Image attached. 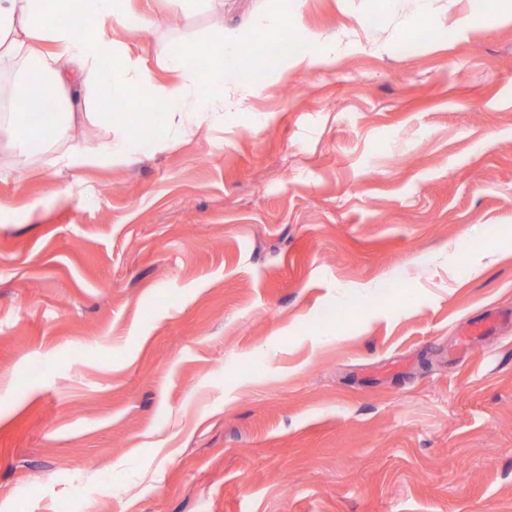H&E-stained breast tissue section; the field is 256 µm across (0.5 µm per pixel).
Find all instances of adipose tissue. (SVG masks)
<instances>
[{
    "instance_id": "obj_1",
    "label": "adipose tissue",
    "mask_w": 512,
    "mask_h": 512,
    "mask_svg": "<svg viewBox=\"0 0 512 512\" xmlns=\"http://www.w3.org/2000/svg\"><path fill=\"white\" fill-rule=\"evenodd\" d=\"M81 21L62 22L69 0H0V147L8 149L16 167L38 156L52 157L71 170L119 161L145 144L165 149L170 135L165 126L153 133L139 131L142 113L109 110V102L132 96L159 100L166 115L179 118L181 135H191L200 123L219 119L224 89L245 85L247 54L239 40L219 33L208 44L204 68L187 71L189 46L169 51L163 66L176 80L157 82L140 59L124 56L119 70L110 64L119 49L112 30L126 26L136 10L132 0H84ZM300 17L273 21L261 45L272 61L293 59L303 64L320 54V37L302 32ZM53 92L48 123L34 128L23 121L21 109L31 79ZM79 123L104 124L111 135L96 144L76 142L71 129Z\"/></svg>"
}]
</instances>
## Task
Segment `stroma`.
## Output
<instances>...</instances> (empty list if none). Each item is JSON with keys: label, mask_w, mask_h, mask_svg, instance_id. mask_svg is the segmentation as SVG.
Returning <instances> with one entry per match:
<instances>
[{"label": "stroma", "mask_w": 512, "mask_h": 512, "mask_svg": "<svg viewBox=\"0 0 512 512\" xmlns=\"http://www.w3.org/2000/svg\"><path fill=\"white\" fill-rule=\"evenodd\" d=\"M172 44L336 40L223 120L0 165V512H512V19L490 0H136ZM70 200H63L65 190Z\"/></svg>", "instance_id": "stroma-1"}]
</instances>
